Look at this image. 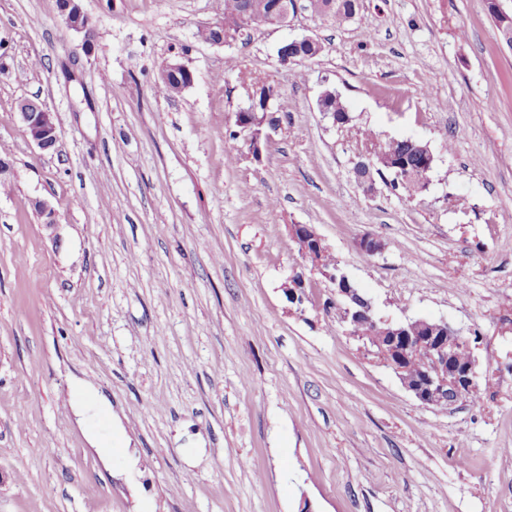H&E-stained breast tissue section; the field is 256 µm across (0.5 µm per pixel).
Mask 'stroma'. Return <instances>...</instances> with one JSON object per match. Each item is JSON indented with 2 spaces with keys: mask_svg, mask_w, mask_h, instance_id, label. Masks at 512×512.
Segmentation results:
<instances>
[{
  "mask_svg": "<svg viewBox=\"0 0 512 512\" xmlns=\"http://www.w3.org/2000/svg\"><path fill=\"white\" fill-rule=\"evenodd\" d=\"M297 3L214 47L196 33L224 0H81L88 50L53 0H0V512H512V53L485 0H362L340 23ZM302 36L322 52L280 66ZM173 57L194 84L155 95ZM259 78L288 119L256 161L231 133ZM327 88L348 127L319 114ZM362 129L428 144L421 196L358 188ZM292 224L377 316L455 328L479 402L425 406L368 355ZM81 381L109 412L75 416ZM318 45V41L313 39L312 37H301V38H293L289 39L278 49V62L283 66H288L292 64H297L298 62H304L314 58L315 56H305L309 51L302 50V55L299 57L294 53L296 48L301 47H315ZM284 46H288V50H285ZM299 58V60H298ZM28 106L21 103L18 108V116L24 125L25 132L30 141L41 151H51L57 143L56 125L52 112L45 108H39L42 103L36 99H27ZM306 280L303 272H295L293 275L288 277L287 282L284 284L283 289L291 304L301 308L305 299L306 294Z\"/></svg>",
  "mask_w": 512,
  "mask_h": 512,
  "instance_id": "1",
  "label": "stroma"
}]
</instances>
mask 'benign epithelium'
Wrapping results in <instances>:
<instances>
[{
	"mask_svg": "<svg viewBox=\"0 0 512 512\" xmlns=\"http://www.w3.org/2000/svg\"><path fill=\"white\" fill-rule=\"evenodd\" d=\"M293 0H272L264 22L275 26L288 24L293 12ZM489 6L498 23L502 47L512 50V0H489ZM57 15L65 26L84 37L83 45L92 48L93 30L90 18L84 12L80 0H65L57 9ZM255 15L244 10L231 18L217 22L218 36L207 41L212 46H224L234 41L240 32L248 27ZM318 41L305 36L293 38L278 49V62L283 66L298 63L295 49L314 47ZM178 72L189 74V80L173 88L180 94L194 84L193 71L177 58L165 62L159 77ZM262 100L263 111L239 112L246 121L238 122L240 135L255 160L262 157V149L271 140L272 133L282 127L278 94L269 89V83L259 81L251 96V102ZM18 116L24 125L30 141L40 150H51L57 143L56 125L53 113L44 108L32 110L22 103ZM292 241L301 245L300 254L336 288V298L342 304L343 321L351 329L360 325H372L380 331L371 344L372 353L390 366L398 375L403 388L425 406L444 407L464 400L475 387L478 378L477 361L469 356L465 361L455 360L448 350L447 337L457 334L445 321L429 319L391 322L375 316L371 300L359 295L349 277L336 265L325 261L329 248L324 244L315 228L308 224L288 225ZM288 301L302 306L306 294V280L302 272L288 277L283 286Z\"/></svg>",
	"mask_w": 512,
	"mask_h": 512,
	"instance_id": "obj_1",
	"label": "benign epithelium"
}]
</instances>
